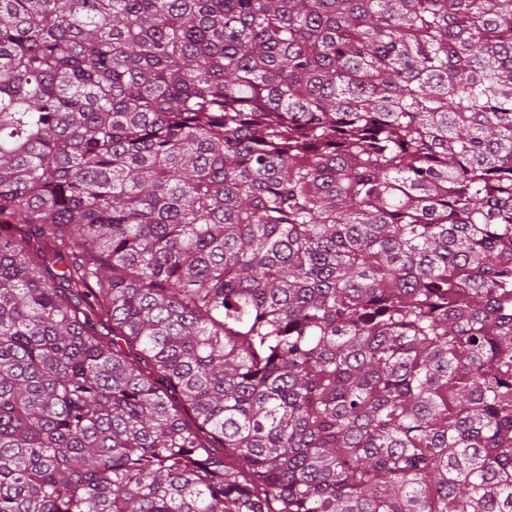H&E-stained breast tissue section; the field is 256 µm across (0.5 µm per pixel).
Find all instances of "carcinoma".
<instances>
[{
    "instance_id": "obj_1",
    "label": "carcinoma",
    "mask_w": 512,
    "mask_h": 512,
    "mask_svg": "<svg viewBox=\"0 0 512 512\" xmlns=\"http://www.w3.org/2000/svg\"><path fill=\"white\" fill-rule=\"evenodd\" d=\"M0 512H512V0H0Z\"/></svg>"
}]
</instances>
